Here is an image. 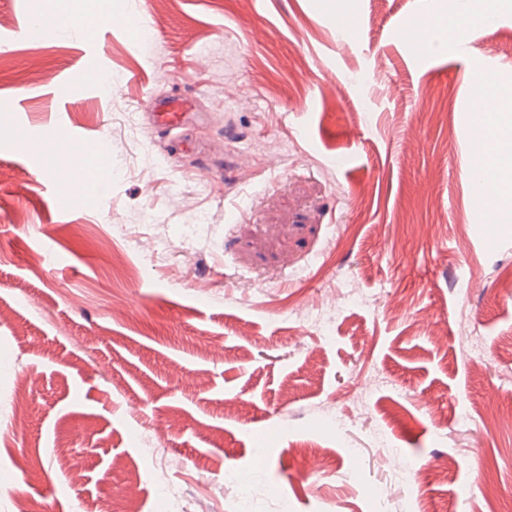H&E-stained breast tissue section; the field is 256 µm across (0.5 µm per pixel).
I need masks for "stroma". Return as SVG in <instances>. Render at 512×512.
I'll use <instances>...</instances> for the list:
<instances>
[{"instance_id":"stroma-1","label":"stroma","mask_w":512,"mask_h":512,"mask_svg":"<svg viewBox=\"0 0 512 512\" xmlns=\"http://www.w3.org/2000/svg\"><path fill=\"white\" fill-rule=\"evenodd\" d=\"M449 4L0 0V512H512V422L463 419L512 411V221L464 164L474 76L512 97V12L412 61L398 21ZM168 95L195 119L150 123ZM51 125L105 148L66 196ZM395 459L399 466V471L403 473L406 478L413 479L420 484H431L439 481L447 470V466L423 465L412 460L402 459L398 456H396Z\"/></svg>"}]
</instances>
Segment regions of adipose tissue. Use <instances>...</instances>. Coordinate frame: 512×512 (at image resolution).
<instances>
[{"label": "adipose tissue", "instance_id": "ef3b65f1", "mask_svg": "<svg viewBox=\"0 0 512 512\" xmlns=\"http://www.w3.org/2000/svg\"><path fill=\"white\" fill-rule=\"evenodd\" d=\"M485 155L482 175L499 183V198L489 207L490 218L512 209V101L495 98L492 111L479 118Z\"/></svg>", "mask_w": 512, "mask_h": 512}]
</instances>
